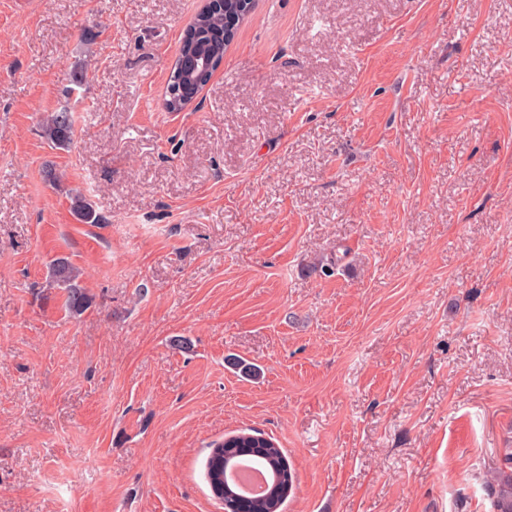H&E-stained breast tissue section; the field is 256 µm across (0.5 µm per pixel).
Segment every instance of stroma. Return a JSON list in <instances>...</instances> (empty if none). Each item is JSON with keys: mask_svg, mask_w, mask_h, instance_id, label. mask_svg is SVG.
<instances>
[{"mask_svg": "<svg viewBox=\"0 0 512 512\" xmlns=\"http://www.w3.org/2000/svg\"><path fill=\"white\" fill-rule=\"evenodd\" d=\"M200 6L0 0V512H224L209 445L247 428L283 512H491L512 0H256L169 112ZM75 119L71 112H51L42 120V132L57 148L70 144ZM53 282L66 291L65 307L73 317L81 316L90 308V299L78 284L79 271L64 257L50 264ZM263 436L261 433L254 431V434L251 433H237L224 437V440H219L213 443V448H210V453L206 462V479L210 490L213 493V496L216 500H218L221 504L224 505V499H220L216 497L214 494V488L216 487V482L219 479L220 483L225 481L224 471L218 472L214 469L212 465L213 456L224 450L225 453H235L239 452L242 448H252L255 444H253L254 437ZM272 444L267 446L268 448V459H257L253 458V462L255 465H258L262 471L266 475L267 484L270 483L268 490L266 493L254 500H251L252 510L250 511H240L236 504L227 503L224 505L225 508H231L233 504L238 510L233 512H278V510L283 505L285 499L288 497V493L290 492L293 485V474L291 470H289L288 462L285 456L283 455L280 448L272 447L275 442L269 437ZM276 445V444H275ZM273 466L278 467L280 469L281 477L279 482L276 484L274 479ZM288 468V471H287ZM288 480V489H283V485L285 484V480ZM275 507V510H271V508Z\"/></svg>", "mask_w": 512, "mask_h": 512, "instance_id": "35a3bbf8", "label": "stroma"}]
</instances>
